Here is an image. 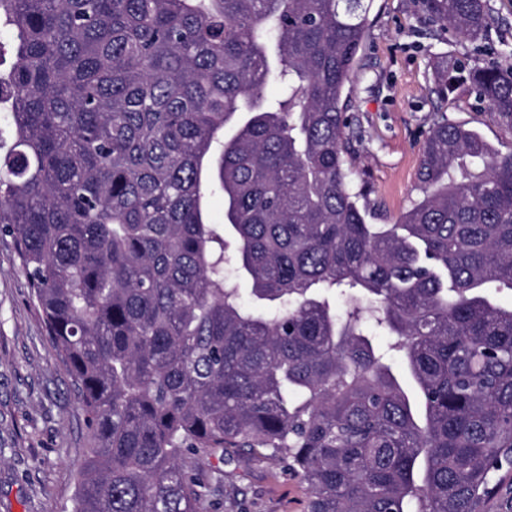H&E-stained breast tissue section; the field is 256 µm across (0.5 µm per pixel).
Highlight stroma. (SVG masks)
Here are the masks:
<instances>
[{"mask_svg":"<svg viewBox=\"0 0 512 512\" xmlns=\"http://www.w3.org/2000/svg\"><path fill=\"white\" fill-rule=\"evenodd\" d=\"M491 26L470 41L420 15L417 0H375L369 31L344 96L352 121L347 159L373 224H391L422 197L417 172L425 136L440 115L512 149V130L459 83L447 102L434 90L435 62H499L512 49V0H485ZM89 446L81 399L49 336L13 237L0 233V512H73ZM193 463L219 471L216 502L203 512H307L308 490L288 464L243 449L209 448Z\"/></svg>","mask_w":512,"mask_h":512,"instance_id":"stroma-1","label":"stroma"}]
</instances>
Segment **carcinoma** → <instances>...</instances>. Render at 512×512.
I'll list each match as a JSON object with an SVG mask.
<instances>
[{"mask_svg":"<svg viewBox=\"0 0 512 512\" xmlns=\"http://www.w3.org/2000/svg\"><path fill=\"white\" fill-rule=\"evenodd\" d=\"M373 2L0 0V229L82 399L75 512H200L207 448L288 460L308 512H490L512 485V304L486 293L512 292V149L443 117L422 199L366 222L343 93ZM461 80L512 128L511 63L447 60L439 95Z\"/></svg>","mask_w":512,"mask_h":512,"instance_id":"obj_1","label":"carcinoma"}]
</instances>
